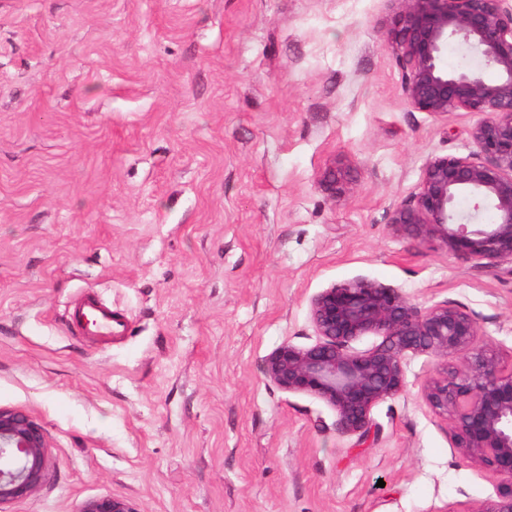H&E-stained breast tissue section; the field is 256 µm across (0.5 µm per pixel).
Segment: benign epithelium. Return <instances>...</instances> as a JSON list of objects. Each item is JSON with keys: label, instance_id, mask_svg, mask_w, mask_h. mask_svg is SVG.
Segmentation results:
<instances>
[{"label": "benign epithelium", "instance_id": "obj_1", "mask_svg": "<svg viewBox=\"0 0 512 512\" xmlns=\"http://www.w3.org/2000/svg\"><path fill=\"white\" fill-rule=\"evenodd\" d=\"M399 4L391 43L402 71V89L414 109L446 114L462 109L483 119L471 129L477 157L442 156L424 168L419 192L396 207L390 224L416 238L437 237L447 248L476 260L512 262V4L509 0H395ZM475 51L480 70L450 72L442 64L448 43ZM462 193L473 212L456 208ZM493 211L490 224L478 221ZM317 339L290 343L263 362V373L289 393L323 401L336 413L338 428L366 444L378 429L370 417L379 402L405 384L407 352L437 357L465 351L461 367L424 386L429 406L454 417V444L466 458L512 479V371L477 345L480 316L445 300L422 309L396 289L365 279L334 284L311 298ZM380 336L366 352L352 343ZM49 441L29 413L0 407V507L27 498L48 479ZM82 512H140L128 497L88 500ZM481 512H512V486L498 492Z\"/></svg>", "mask_w": 512, "mask_h": 512}]
</instances>
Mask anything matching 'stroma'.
I'll use <instances>...</instances> for the list:
<instances>
[{
	"label": "stroma",
	"instance_id": "obj_1",
	"mask_svg": "<svg viewBox=\"0 0 512 512\" xmlns=\"http://www.w3.org/2000/svg\"><path fill=\"white\" fill-rule=\"evenodd\" d=\"M393 0H0V406L45 429L46 483L8 512H481L511 483L464 458L407 353L374 440L262 372L315 342L355 278L480 316L512 369V263L396 231L476 112L403 95ZM343 168L342 191L328 174ZM92 292L125 322L72 330ZM81 512H140L128 497L106 496L88 500Z\"/></svg>",
	"mask_w": 512,
	"mask_h": 512
}]
</instances>
